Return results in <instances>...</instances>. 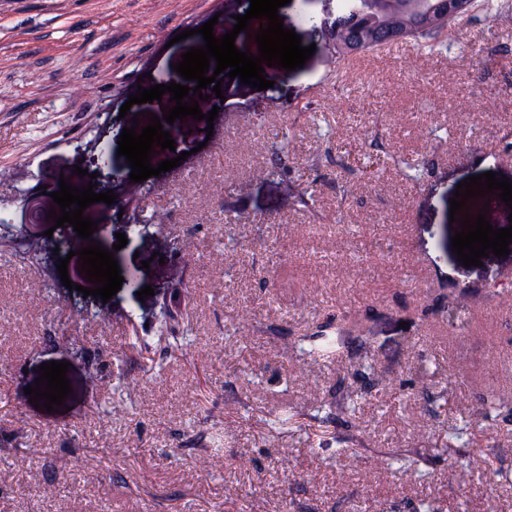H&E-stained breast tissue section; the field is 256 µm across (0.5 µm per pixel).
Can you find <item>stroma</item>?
I'll return each instance as SVG.
<instances>
[{"label": "stroma", "instance_id": "35a3bbf8", "mask_svg": "<svg viewBox=\"0 0 512 512\" xmlns=\"http://www.w3.org/2000/svg\"><path fill=\"white\" fill-rule=\"evenodd\" d=\"M323 7L288 5L304 67L266 68L272 97L225 82L226 106L200 104L214 123L179 121L191 155L135 198L124 157L97 156L158 107L121 106L246 6L0 0V512H512V406L480 411L512 398V254L463 266L449 218L466 177L512 179V15L476 6L443 50L408 41L340 70L308 22ZM285 137L301 162L276 172ZM78 165L116 194L85 210L123 277L106 302L79 292L75 231L48 217ZM326 325L335 357L305 355ZM50 361L72 389L52 413L24 392ZM345 395L353 416L278 424ZM395 450L418 471L387 464Z\"/></svg>", "mask_w": 512, "mask_h": 512}]
</instances>
